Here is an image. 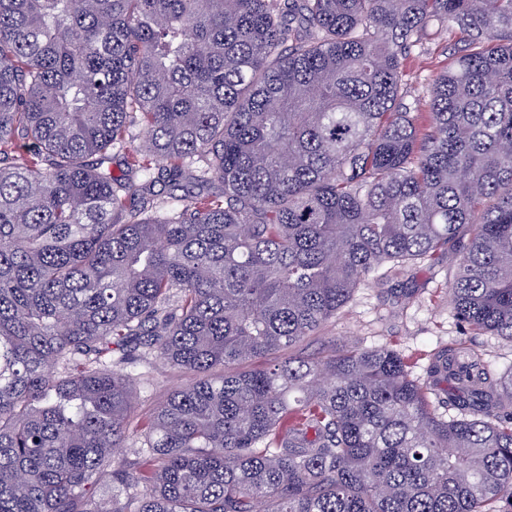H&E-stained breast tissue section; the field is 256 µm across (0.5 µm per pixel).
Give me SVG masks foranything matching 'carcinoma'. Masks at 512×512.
Segmentation results:
<instances>
[{"instance_id":"1","label":"carcinoma","mask_w":512,"mask_h":512,"mask_svg":"<svg viewBox=\"0 0 512 512\" xmlns=\"http://www.w3.org/2000/svg\"><path fill=\"white\" fill-rule=\"evenodd\" d=\"M450 248L512 342V0H0V512H512V370L289 354ZM422 45L415 49L402 63L404 81L412 93L422 99L418 112V124L426 125L428 108L427 85L448 67L451 58L460 47L459 34L448 30L432 29ZM191 380L184 370L158 365L150 372V384L141 388L138 415L149 416L170 391L186 387Z\"/></svg>"}]
</instances>
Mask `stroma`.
Listing matches in <instances>:
<instances>
[{"mask_svg":"<svg viewBox=\"0 0 512 512\" xmlns=\"http://www.w3.org/2000/svg\"><path fill=\"white\" fill-rule=\"evenodd\" d=\"M459 46L458 34L434 29L402 63L409 90L426 97L427 86L445 70ZM458 263L455 252H444L433 265L417 263L381 286L368 281L335 319L295 348L298 356L315 358L339 341L388 346L402 354L411 378L425 380L430 358L438 349L458 344L480 354L494 374L512 370V343L489 332L469 333L456 320L448 282ZM190 373L157 366L139 397V416L150 415L172 390L190 384Z\"/></svg>","mask_w":512,"mask_h":512,"instance_id":"stroma-1","label":"stroma"}]
</instances>
